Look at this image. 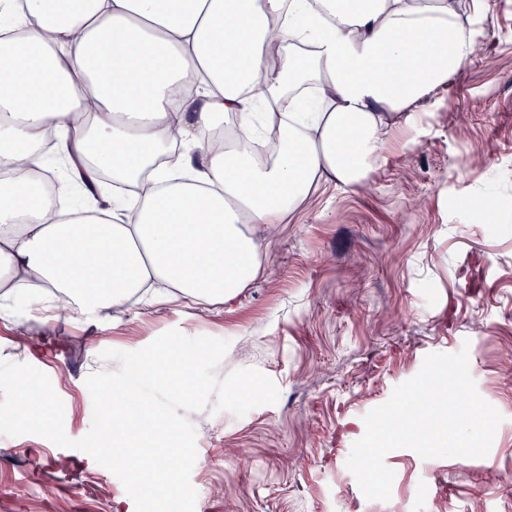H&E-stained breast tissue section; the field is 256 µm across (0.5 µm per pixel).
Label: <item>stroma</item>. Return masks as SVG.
<instances>
[{
  "mask_svg": "<svg viewBox=\"0 0 512 512\" xmlns=\"http://www.w3.org/2000/svg\"><path fill=\"white\" fill-rule=\"evenodd\" d=\"M478 34L465 70L413 107V125L355 186L324 185L280 225L266 273L215 312L127 308L102 321L27 309L0 319V360L45 372L64 430L92 423L104 350L176 329L228 340L217 374L255 367L280 390L243 417L189 413L205 493L197 512H512V0H460ZM495 199L486 218L472 202ZM469 353L504 417L482 458L384 457L388 500L366 499L346 461L364 416L431 353ZM0 512H136L108 469L38 435H0Z\"/></svg>",
  "mask_w": 512,
  "mask_h": 512,
  "instance_id": "1",
  "label": "stroma"
}]
</instances>
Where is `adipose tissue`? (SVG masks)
<instances>
[{
    "label": "adipose tissue",
    "instance_id": "adipose-tissue-1",
    "mask_svg": "<svg viewBox=\"0 0 512 512\" xmlns=\"http://www.w3.org/2000/svg\"><path fill=\"white\" fill-rule=\"evenodd\" d=\"M476 37L454 0H0V317L233 301L265 272L256 228L365 181ZM49 142L77 208L40 188ZM108 175L134 197L103 200Z\"/></svg>",
    "mask_w": 512,
    "mask_h": 512
}]
</instances>
